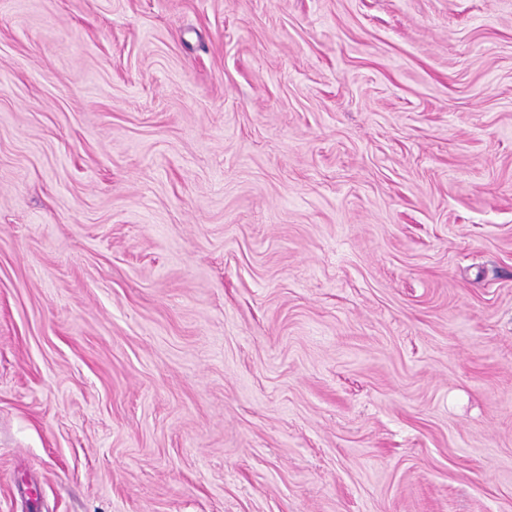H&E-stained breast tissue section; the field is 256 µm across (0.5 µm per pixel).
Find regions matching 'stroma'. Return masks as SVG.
<instances>
[{
  "mask_svg": "<svg viewBox=\"0 0 512 512\" xmlns=\"http://www.w3.org/2000/svg\"><path fill=\"white\" fill-rule=\"evenodd\" d=\"M0 512H512V0H0Z\"/></svg>",
  "mask_w": 512,
  "mask_h": 512,
  "instance_id": "obj_1",
  "label": "stroma"
}]
</instances>
